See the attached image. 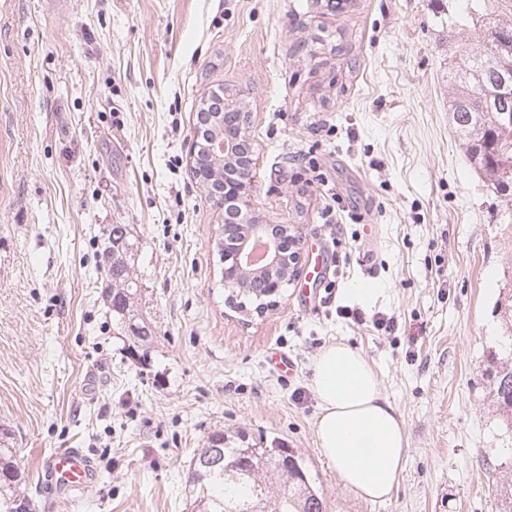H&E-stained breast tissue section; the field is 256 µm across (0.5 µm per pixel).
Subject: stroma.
Returning <instances> with one entry per match:
<instances>
[{
	"label": "stroma",
	"mask_w": 512,
	"mask_h": 512,
	"mask_svg": "<svg viewBox=\"0 0 512 512\" xmlns=\"http://www.w3.org/2000/svg\"><path fill=\"white\" fill-rule=\"evenodd\" d=\"M460 4L0 0V428L34 512H191L190 461L218 430L297 450L330 512H497L512 420L486 368L512 304V196L448 122V74L484 36L442 23ZM216 89L249 114L253 215L302 237L298 277L261 313L229 302L224 210L190 171ZM115 224L153 331L144 364L106 298ZM336 342L405 422L383 502L316 444L311 367ZM63 448L100 478L59 500L38 479Z\"/></svg>",
	"instance_id": "stroma-1"
}]
</instances>
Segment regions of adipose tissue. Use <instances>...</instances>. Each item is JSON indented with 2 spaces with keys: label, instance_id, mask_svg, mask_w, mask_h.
Here are the masks:
<instances>
[{
  "label": "adipose tissue",
  "instance_id": "1",
  "mask_svg": "<svg viewBox=\"0 0 512 512\" xmlns=\"http://www.w3.org/2000/svg\"><path fill=\"white\" fill-rule=\"evenodd\" d=\"M316 443L344 484L371 501L387 499L404 470V421L383 396L368 360L349 345L324 347L312 364Z\"/></svg>",
  "mask_w": 512,
  "mask_h": 512
}]
</instances>
